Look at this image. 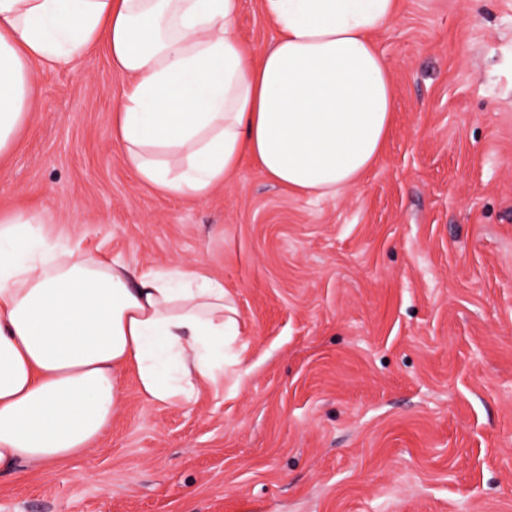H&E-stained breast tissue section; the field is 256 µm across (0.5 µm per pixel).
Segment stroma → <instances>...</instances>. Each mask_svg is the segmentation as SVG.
I'll return each mask as SVG.
<instances>
[{
    "label": "stroma",
    "instance_id": "obj_1",
    "mask_svg": "<svg viewBox=\"0 0 512 512\" xmlns=\"http://www.w3.org/2000/svg\"><path fill=\"white\" fill-rule=\"evenodd\" d=\"M235 34L276 37L260 0ZM396 112L345 194L249 160L202 201L139 181L112 135L105 46L38 66L0 158V213L236 303L240 365L188 406L140 395L91 450L0 476V512H512V0H400L375 36Z\"/></svg>",
    "mask_w": 512,
    "mask_h": 512
}]
</instances>
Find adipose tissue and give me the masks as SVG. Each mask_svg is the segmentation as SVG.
<instances>
[{
	"label": "adipose tissue",
	"mask_w": 512,
	"mask_h": 512,
	"mask_svg": "<svg viewBox=\"0 0 512 512\" xmlns=\"http://www.w3.org/2000/svg\"><path fill=\"white\" fill-rule=\"evenodd\" d=\"M242 0H0V156L30 119L36 64L105 45L128 82L112 108L122 158L196 200L243 156L319 199L378 159L396 99L374 33L397 0H261L277 31L252 59ZM37 210L0 215V475L84 454L135 366L151 403L186 406L224 375L238 311L222 281L59 245Z\"/></svg>",
	"instance_id": "obj_1"
}]
</instances>
